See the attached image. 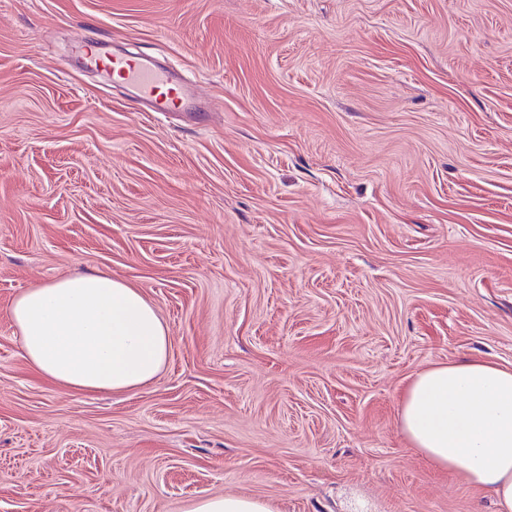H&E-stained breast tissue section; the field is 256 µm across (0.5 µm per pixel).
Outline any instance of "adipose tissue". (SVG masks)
<instances>
[{
    "label": "adipose tissue",
    "instance_id": "1",
    "mask_svg": "<svg viewBox=\"0 0 512 512\" xmlns=\"http://www.w3.org/2000/svg\"><path fill=\"white\" fill-rule=\"evenodd\" d=\"M8 316L41 377L71 391L121 392L155 379L172 345L141 289L107 272L30 288ZM412 448L512 512V369L471 357L418 371L399 402Z\"/></svg>",
    "mask_w": 512,
    "mask_h": 512
}]
</instances>
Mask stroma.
<instances>
[{
    "label": "stroma",
    "mask_w": 512,
    "mask_h": 512,
    "mask_svg": "<svg viewBox=\"0 0 512 512\" xmlns=\"http://www.w3.org/2000/svg\"><path fill=\"white\" fill-rule=\"evenodd\" d=\"M182 72L144 111L81 38ZM139 288L166 368L36 374L8 319ZM512 368V0H0V512H490L401 432L435 364ZM187 512H273L271 506L247 495L210 496L193 502Z\"/></svg>",
    "instance_id": "1"
}]
</instances>
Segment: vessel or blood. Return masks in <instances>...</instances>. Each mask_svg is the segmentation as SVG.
<instances>
[{"instance_id": "vessel-or-blood-1", "label": "vessel or blood", "mask_w": 512, "mask_h": 512, "mask_svg": "<svg viewBox=\"0 0 512 512\" xmlns=\"http://www.w3.org/2000/svg\"><path fill=\"white\" fill-rule=\"evenodd\" d=\"M87 58L91 65L130 87L138 99L147 101L151 111L177 112L191 102L186 80L174 71L153 68L127 53L102 55L91 51Z\"/></svg>"}]
</instances>
